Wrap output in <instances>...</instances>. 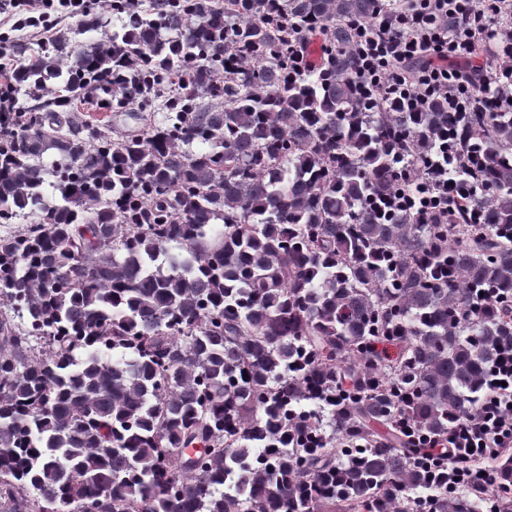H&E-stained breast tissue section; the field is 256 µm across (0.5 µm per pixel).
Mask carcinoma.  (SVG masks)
Segmentation results:
<instances>
[{"instance_id": "obj_1", "label": "carcinoma", "mask_w": 512, "mask_h": 512, "mask_svg": "<svg viewBox=\"0 0 512 512\" xmlns=\"http://www.w3.org/2000/svg\"><path fill=\"white\" fill-rule=\"evenodd\" d=\"M380 8L112 0L13 46L0 512H481L422 456L512 342V111L361 93ZM447 136L478 223L418 205Z\"/></svg>"}]
</instances>
